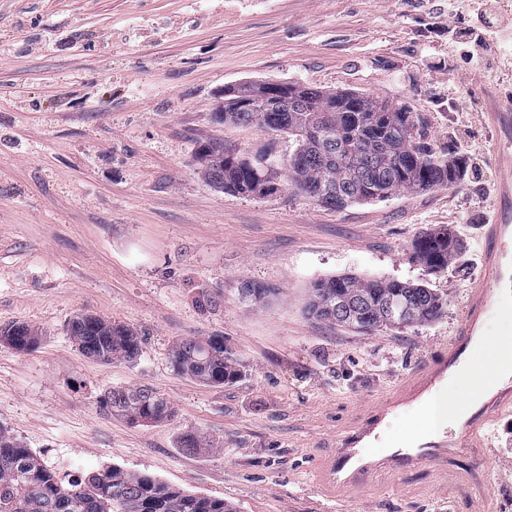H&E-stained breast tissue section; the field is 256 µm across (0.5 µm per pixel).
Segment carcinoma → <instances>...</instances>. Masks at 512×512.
<instances>
[{
    "label": "carcinoma",
    "mask_w": 512,
    "mask_h": 512,
    "mask_svg": "<svg viewBox=\"0 0 512 512\" xmlns=\"http://www.w3.org/2000/svg\"><path fill=\"white\" fill-rule=\"evenodd\" d=\"M234 93L231 88L224 91L228 103L216 113L219 123L257 124L287 134L295 144L286 165L290 185L330 208L401 191L446 188L466 175V159L459 157L450 164L437 155L425 141L424 118L403 106L355 92L327 93L299 86L293 90V102L282 108L239 112L233 108ZM353 101L358 110L349 112L347 104ZM197 159L210 181L226 191L262 196L271 190L273 173L260 166L257 156H229L223 145L209 141L200 145ZM457 249L453 231L440 227L414 240L411 258L430 270H441ZM274 293L276 289L259 283L239 289L241 299L255 304ZM443 306V299L423 284L342 275L314 281L304 310L312 319L370 333L430 322ZM68 332L86 355L103 362H133L140 353L134 330L95 315L73 318ZM0 341L27 352L37 345L38 336L28 325L14 324L0 330ZM170 362L177 373L211 386L242 377L239 359L219 336L175 343ZM104 404L112 414L133 423L173 417L163 397L141 387L115 389ZM0 512H233V508L222 499L188 494L115 465L71 479L61 476L0 428Z\"/></svg>",
    "instance_id": "carcinoma-1"
}]
</instances>
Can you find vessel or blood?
Listing matches in <instances>:
<instances>
[{"label": "vessel or blood", "instance_id": "obj_1", "mask_svg": "<svg viewBox=\"0 0 512 512\" xmlns=\"http://www.w3.org/2000/svg\"><path fill=\"white\" fill-rule=\"evenodd\" d=\"M498 193L501 204L483 232V274L471 286L453 337L435 348L423 365L317 461L315 484L326 496L349 499L365 492L370 480L384 473L442 468L450 452L482 447L487 431L501 418L512 415V379L476 404L458 427H449L448 414L442 409L447 399L446 381L471 360L474 338L482 329L486 312L501 309L503 291L512 290V258L501 249L502 239L512 234V166L507 167ZM409 408L422 415V422L401 438L382 440L387 420Z\"/></svg>", "mask_w": 512, "mask_h": 512}]
</instances>
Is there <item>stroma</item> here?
I'll list each match as a JSON object with an SVG mask.
<instances>
[{"label":"stroma","mask_w":512,"mask_h":512,"mask_svg":"<svg viewBox=\"0 0 512 512\" xmlns=\"http://www.w3.org/2000/svg\"><path fill=\"white\" fill-rule=\"evenodd\" d=\"M448 0H0V427L55 471L118 465L236 512H512V433L447 473L374 478L337 506L314 491L320 451L359 410L400 384L441 343L482 274L481 235L498 201L502 140L486 95L512 93L504 60L466 70ZM250 80L351 90L404 104L438 154L459 151L456 185L329 209L286 178L264 196L211 184L194 159L217 139L281 162L287 135L218 124L225 86ZM462 250L431 273L412 241L439 227ZM420 282L446 305L434 321L371 334L310 319L317 279ZM275 288L241 302L243 282ZM88 313L134 328V363L86 357L68 333ZM220 336L244 375L206 386L170 365L181 339ZM147 386L172 420L112 415L106 392ZM199 445L184 448L183 434ZM37 331L25 324H14L0 330V341L20 352L30 351L38 343Z\"/></svg>","instance_id":"35a3bbf8"}]
</instances>
